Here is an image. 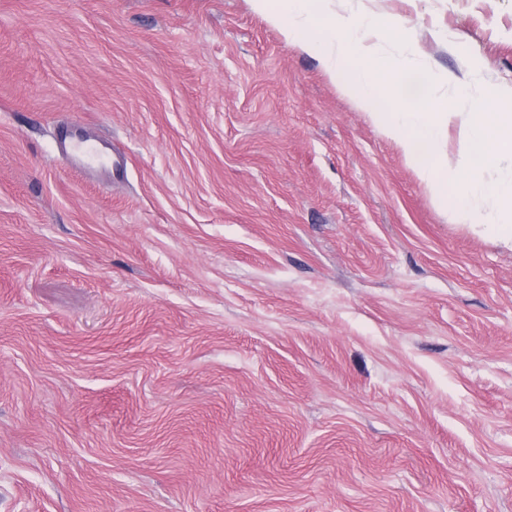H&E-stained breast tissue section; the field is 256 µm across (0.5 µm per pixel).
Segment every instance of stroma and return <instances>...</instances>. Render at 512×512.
<instances>
[{
	"label": "stroma",
	"mask_w": 512,
	"mask_h": 512,
	"mask_svg": "<svg viewBox=\"0 0 512 512\" xmlns=\"http://www.w3.org/2000/svg\"><path fill=\"white\" fill-rule=\"evenodd\" d=\"M331 9L372 110L249 0H0V512H512V247L375 118L457 164L512 0ZM59 151L81 161L86 168L101 162V154L96 144L91 143L77 131L66 130Z\"/></svg>",
	"instance_id": "1"
}]
</instances>
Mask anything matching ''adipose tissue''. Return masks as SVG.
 <instances>
[{
	"mask_svg": "<svg viewBox=\"0 0 512 512\" xmlns=\"http://www.w3.org/2000/svg\"><path fill=\"white\" fill-rule=\"evenodd\" d=\"M255 11L277 27L289 44L316 54L326 71L337 74L348 70L345 90L360 106L370 107L381 85L390 83L394 73L379 61L371 48L362 43L360 29L390 35V28L377 16L367 17L362 27L346 25L330 32L311 10L313 0H250Z\"/></svg>",
	"mask_w": 512,
	"mask_h": 512,
	"instance_id": "1",
	"label": "adipose tissue"
}]
</instances>
